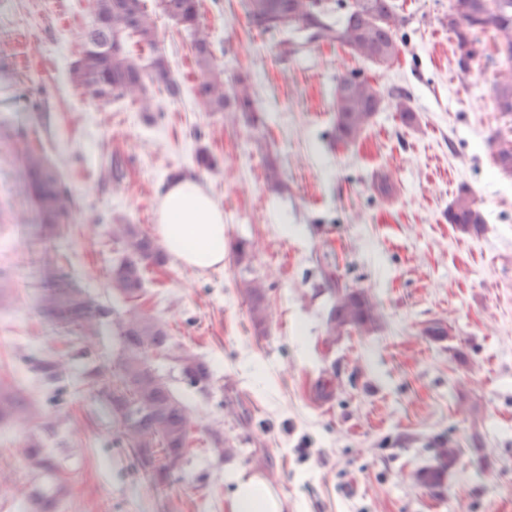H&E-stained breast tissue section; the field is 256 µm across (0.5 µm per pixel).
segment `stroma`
<instances>
[{"mask_svg":"<svg viewBox=\"0 0 512 512\" xmlns=\"http://www.w3.org/2000/svg\"><path fill=\"white\" fill-rule=\"evenodd\" d=\"M394 2L407 18L401 54L380 69L336 42L292 51L250 26L243 0H199L225 84L243 77L255 91V128L199 108L192 37L166 15L158 47L181 94L149 84L156 109L144 112L67 80L90 0H0V382L27 390L46 442L45 466L33 470L23 435L0 422V512H23L20 488L57 486V512H225L231 466L276 471L283 512H512V176L488 146L512 131L492 92L503 60L483 55L461 72L450 0ZM351 70L407 94L413 121L387 107L356 142L339 141L336 83ZM28 144L72 197L53 234L5 154ZM202 151L214 169L198 164ZM269 158L280 185L266 179ZM383 170L396 183L388 200L373 187ZM180 175L222 205L228 244L250 248L241 260L230 249L220 268L169 261L145 274L141 304L175 351L213 371L199 390L175 363L155 364L199 419L194 454L157 486L89 372L119 371L116 320L128 304L109 282L122 255L111 227L153 232L159 197ZM464 188L485 214L481 234L448 221ZM59 268L110 310L92 343L41 313V286ZM253 277L272 311L262 332L242 293ZM347 288L366 292L378 320L328 336ZM435 321L446 335L427 334ZM451 443L458 460L441 486L413 482Z\"/></svg>","mask_w":512,"mask_h":512,"instance_id":"obj_1","label":"stroma"}]
</instances>
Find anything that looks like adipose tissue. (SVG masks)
<instances>
[{
    "mask_svg": "<svg viewBox=\"0 0 512 512\" xmlns=\"http://www.w3.org/2000/svg\"><path fill=\"white\" fill-rule=\"evenodd\" d=\"M155 232L167 254L180 265L205 271L223 265L224 209L197 178L172 181L159 200ZM233 484L228 512H283L281 498L254 476L229 470Z\"/></svg>",
    "mask_w": 512,
    "mask_h": 512,
    "instance_id": "obj_1",
    "label": "adipose tissue"
}]
</instances>
